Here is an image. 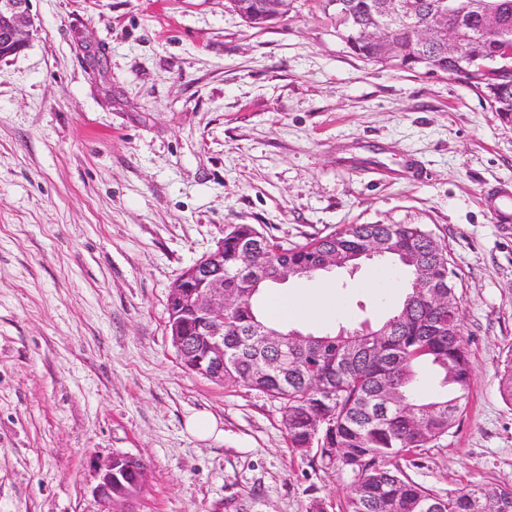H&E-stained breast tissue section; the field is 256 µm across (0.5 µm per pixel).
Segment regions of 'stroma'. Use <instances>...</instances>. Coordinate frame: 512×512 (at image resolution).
I'll return each mask as SVG.
<instances>
[{
  "mask_svg": "<svg viewBox=\"0 0 512 512\" xmlns=\"http://www.w3.org/2000/svg\"><path fill=\"white\" fill-rule=\"evenodd\" d=\"M0 60V512H106L94 463L143 458L133 512H339L351 477L292 451L281 403L186 370L168 330L182 272L250 224L288 245L349 224L445 243L474 362L465 411L401 466L440 496L512 483V122L449 74L352 54L319 0L254 28L228 0H31ZM385 281L371 287L374 273ZM332 286L322 332L382 323L388 258L284 283ZM213 415L221 440L185 430Z\"/></svg>",
  "mask_w": 512,
  "mask_h": 512,
  "instance_id": "1",
  "label": "stroma"
}]
</instances>
